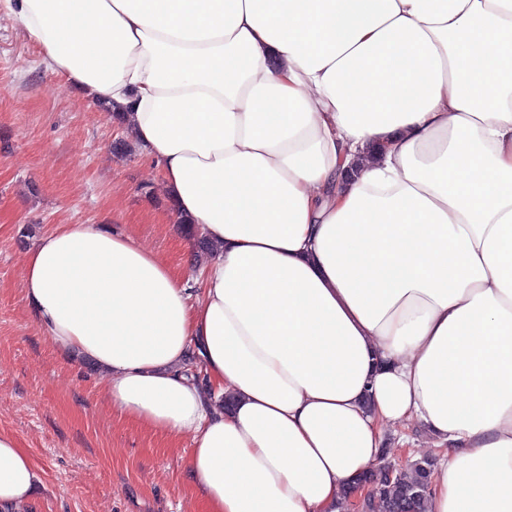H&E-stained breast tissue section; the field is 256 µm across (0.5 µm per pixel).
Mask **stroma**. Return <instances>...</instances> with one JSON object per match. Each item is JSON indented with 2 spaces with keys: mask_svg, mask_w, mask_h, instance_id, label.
Masks as SVG:
<instances>
[{
  "mask_svg": "<svg viewBox=\"0 0 512 512\" xmlns=\"http://www.w3.org/2000/svg\"><path fill=\"white\" fill-rule=\"evenodd\" d=\"M56 224L127 230L182 276L186 232L135 141L42 62L0 0V429L44 483L34 512H198L191 438L143 430L109 407L88 364L52 346L23 295L26 252ZM396 468L431 456L426 431L389 432Z\"/></svg>",
  "mask_w": 512,
  "mask_h": 512,
  "instance_id": "stroma-1",
  "label": "stroma"
}]
</instances>
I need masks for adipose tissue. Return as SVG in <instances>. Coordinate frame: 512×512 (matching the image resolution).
I'll return each mask as SVG.
<instances>
[{"instance_id": "ef3b65f1", "label": "adipose tissue", "mask_w": 512, "mask_h": 512, "mask_svg": "<svg viewBox=\"0 0 512 512\" xmlns=\"http://www.w3.org/2000/svg\"><path fill=\"white\" fill-rule=\"evenodd\" d=\"M119 107L202 277L58 224L23 294L127 422L192 440L200 512H340L423 424L428 512H512V0H15ZM41 483L0 431V512Z\"/></svg>"}]
</instances>
